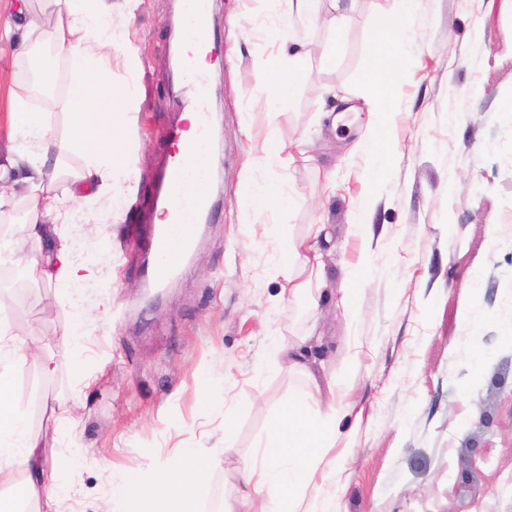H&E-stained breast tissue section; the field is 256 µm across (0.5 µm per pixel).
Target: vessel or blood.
I'll use <instances>...</instances> for the list:
<instances>
[{"label":"vessel or blood","instance_id":"b4317fda","mask_svg":"<svg viewBox=\"0 0 512 512\" xmlns=\"http://www.w3.org/2000/svg\"><path fill=\"white\" fill-rule=\"evenodd\" d=\"M209 0H192L184 21L186 39L206 43ZM209 147L206 129L181 145V156L165 165L157 182L158 188L174 200L169 223L157 226L144 242L146 251L156 257L150 270L153 280L161 282L180 268L193 245L192 229L208 207L206 172Z\"/></svg>","mask_w":512,"mask_h":512}]
</instances>
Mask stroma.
<instances>
[{
  "label": "stroma",
  "mask_w": 512,
  "mask_h": 512,
  "mask_svg": "<svg viewBox=\"0 0 512 512\" xmlns=\"http://www.w3.org/2000/svg\"><path fill=\"white\" fill-rule=\"evenodd\" d=\"M130 17L128 47L112 53L104 98L129 94L136 150L112 196L78 213L67 235L98 247L101 286L62 293L31 274L39 253L15 191L0 204V228L19 265L0 268V318L27 338V359L4 361L28 431L44 444L59 483H75L61 512H111L114 474L152 477L184 448L216 462L199 485V512L241 496L237 460L264 437L289 397L310 387L265 354L270 335L303 334L306 307L284 277L268 273L281 231L319 240L325 307L355 291V320L328 312L312 369L335 379L344 412L328 442L333 478L306 489V505L328 512H512V0H422L416 50L401 64L383 114L365 101L372 39L397 0H321L316 20L293 32L311 49L309 78L283 105L280 135L296 162L281 170L291 206L247 205V155L267 128L263 61L282 53L274 17L260 0H210V115L216 121L214 207L188 265L160 301L144 290V242L156 175L189 110V70L166 79L175 0H105ZM351 24L335 37L329 21ZM334 50L326 64V50ZM22 64L0 50V160L11 102L61 112L72 61L55 60L56 84L35 93ZM339 122H332V115ZM394 147L377 171L360 142L371 124ZM372 198L370 225L354 215ZM95 315L82 341L65 336L71 305ZM478 335H470V325ZM483 349L482 364L473 354ZM58 369L42 372L41 359ZM81 358L91 373L80 382Z\"/></svg>",
  "instance_id": "35a3bbf8"
}]
</instances>
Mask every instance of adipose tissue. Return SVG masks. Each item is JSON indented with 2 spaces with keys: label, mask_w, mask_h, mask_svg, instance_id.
I'll return each instance as SVG.
<instances>
[{
  "label": "adipose tissue",
  "mask_w": 512,
  "mask_h": 512,
  "mask_svg": "<svg viewBox=\"0 0 512 512\" xmlns=\"http://www.w3.org/2000/svg\"><path fill=\"white\" fill-rule=\"evenodd\" d=\"M100 0H40L25 24L27 34L42 33L56 53L72 58L76 74L64 103V116L46 113L33 116L21 101H13L10 114V153L7 165L24 169L23 192L28 200L24 222L29 238L42 244L51 226H69L77 201L91 204L109 196L115 178L131 160L130 144L123 131L130 121L125 106H109L99 90L108 79L103 50L116 42L120 29ZM400 9L387 14L370 52L365 80L374 107H382V88L395 80L392 57L411 51L412 27L420 0H399ZM304 49L288 58L268 57L263 75L270 85L266 101L268 127L262 147L249 165L251 180L248 205L264 211L290 205L292 197L283 180L271 179V171L283 168L286 144L281 138V103L290 98L307 76ZM77 155L82 166L65 171L67 156ZM94 185L95 194L80 196L78 188ZM327 227L311 224L304 237L284 233L286 260L276 261L273 276L291 283L292 298L317 311L322 266L312 255L314 243L326 236ZM43 275L61 291L97 284L99 268L77 249L60 242L46 255ZM313 396L283 404L265 438L255 450L239 460L236 471L249 486L247 495L222 500L219 512H305L303 492L326 454V439L336 425V408L320 412ZM212 465L210 455L197 448L181 449L178 458L152 480L138 472L117 477L112 512H193L200 480ZM22 482H15V472ZM30 506L29 512H60L56 479L46 465L40 438L31 435L12 396L7 371H0V512H15V500Z\"/></svg>",
  "instance_id": "ef3b65f1"
}]
</instances>
